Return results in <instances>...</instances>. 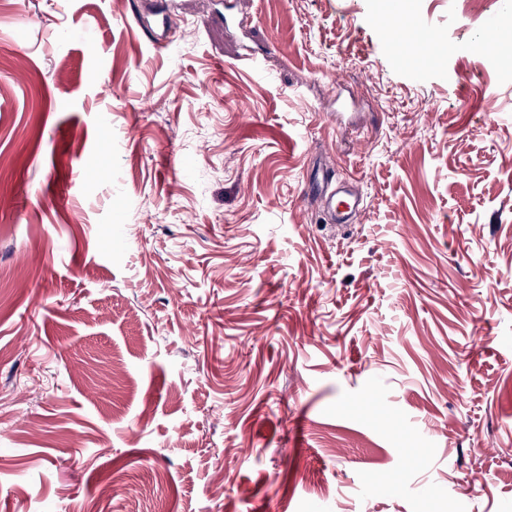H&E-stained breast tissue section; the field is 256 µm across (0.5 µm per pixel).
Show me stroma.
I'll list each match as a JSON object with an SVG mask.
<instances>
[{"label": "stroma", "mask_w": 512, "mask_h": 512, "mask_svg": "<svg viewBox=\"0 0 512 512\" xmlns=\"http://www.w3.org/2000/svg\"><path fill=\"white\" fill-rule=\"evenodd\" d=\"M170 4L0 0V512H512V0ZM396 21L395 15L392 14V17L387 16L383 19L382 26L387 33V35L394 34L397 39L401 52L416 66L426 65L433 63L437 54L439 53L441 46L435 41L431 40V42L424 44H416L412 41L404 39L400 37L395 29ZM331 184L330 177L324 178L321 193H328L330 196L333 221L345 223L348 217L359 208L362 195L352 182H338L336 188L332 189Z\"/></svg>", "instance_id": "1"}]
</instances>
